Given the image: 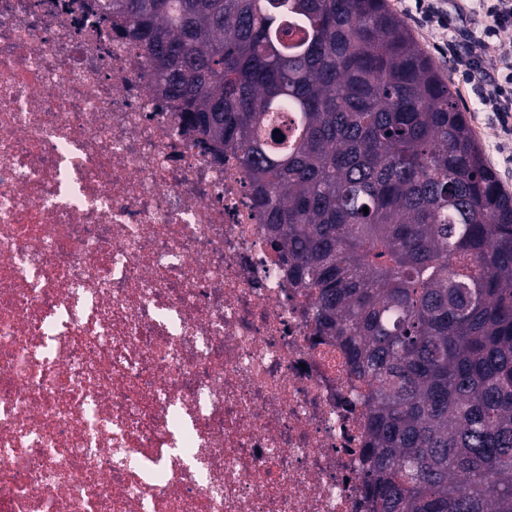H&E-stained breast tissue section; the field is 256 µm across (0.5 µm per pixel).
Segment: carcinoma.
<instances>
[{"mask_svg":"<svg viewBox=\"0 0 512 512\" xmlns=\"http://www.w3.org/2000/svg\"><path fill=\"white\" fill-rule=\"evenodd\" d=\"M98 6L318 289L371 387L373 512H512V196L406 21L388 0Z\"/></svg>","mask_w":512,"mask_h":512,"instance_id":"cac0c4a2","label":"carcinoma"}]
</instances>
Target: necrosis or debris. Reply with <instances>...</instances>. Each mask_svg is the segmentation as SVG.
Here are the masks:
<instances>
[{
	"label": "necrosis or debris",
	"instance_id": "obj_1",
	"mask_svg": "<svg viewBox=\"0 0 512 512\" xmlns=\"http://www.w3.org/2000/svg\"><path fill=\"white\" fill-rule=\"evenodd\" d=\"M91 4L0 0V512H368L313 289Z\"/></svg>",
	"mask_w": 512,
	"mask_h": 512
}]
</instances>
